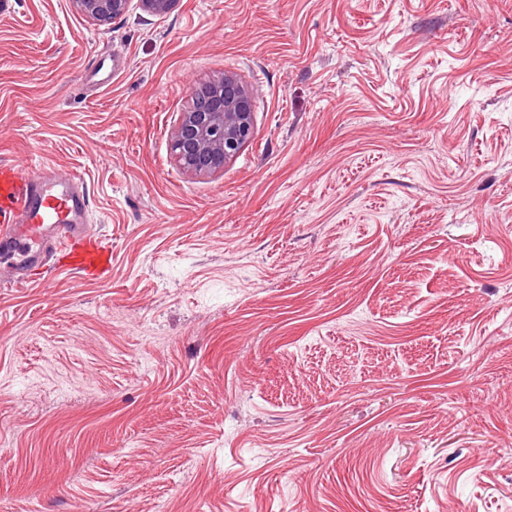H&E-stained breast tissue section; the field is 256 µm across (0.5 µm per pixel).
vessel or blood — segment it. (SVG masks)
<instances>
[{
	"label": "vessel or blood",
	"instance_id": "obj_1",
	"mask_svg": "<svg viewBox=\"0 0 512 512\" xmlns=\"http://www.w3.org/2000/svg\"><path fill=\"white\" fill-rule=\"evenodd\" d=\"M88 208V190L76 171L47 165L33 174L19 164L1 165L0 284L24 283L27 267L53 256L60 266L105 278L112 248L88 232Z\"/></svg>",
	"mask_w": 512,
	"mask_h": 512
}]
</instances>
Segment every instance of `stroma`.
Listing matches in <instances>:
<instances>
[{"instance_id": "obj_1", "label": "stroma", "mask_w": 512, "mask_h": 512, "mask_svg": "<svg viewBox=\"0 0 512 512\" xmlns=\"http://www.w3.org/2000/svg\"><path fill=\"white\" fill-rule=\"evenodd\" d=\"M227 75L253 138L189 174ZM16 162L112 271L0 288V512H512V0H8ZM74 8L93 23L125 15L131 0H71ZM172 136L178 162L191 173L212 174L233 160L253 137V103L248 89L224 76L192 91Z\"/></svg>"}]
</instances>
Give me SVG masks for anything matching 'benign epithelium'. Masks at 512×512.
I'll use <instances>...</instances> for the list:
<instances>
[{
	"label": "benign epithelium",
	"instance_id": "obj_1",
	"mask_svg": "<svg viewBox=\"0 0 512 512\" xmlns=\"http://www.w3.org/2000/svg\"><path fill=\"white\" fill-rule=\"evenodd\" d=\"M89 21L125 15L131 0H71ZM154 15L168 13L176 0H140ZM253 103L248 89L224 76L192 91V106L183 113L172 136L178 162L191 173L212 174L233 160L253 137Z\"/></svg>",
	"mask_w": 512,
	"mask_h": 512
}]
</instances>
